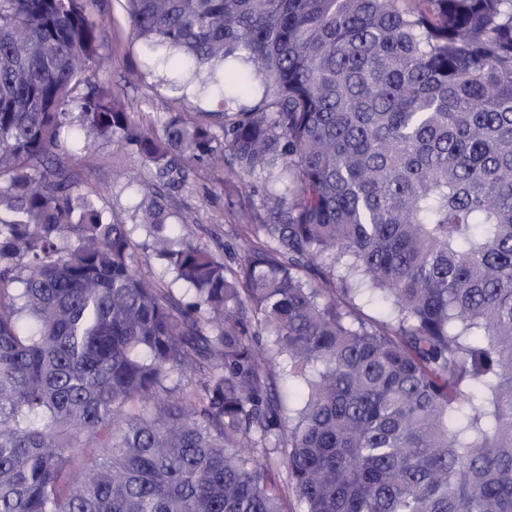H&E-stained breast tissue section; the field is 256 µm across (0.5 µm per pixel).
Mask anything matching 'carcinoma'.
I'll list each match as a JSON object with an SVG mask.
<instances>
[{
	"label": "carcinoma",
	"mask_w": 512,
	"mask_h": 512,
	"mask_svg": "<svg viewBox=\"0 0 512 512\" xmlns=\"http://www.w3.org/2000/svg\"><path fill=\"white\" fill-rule=\"evenodd\" d=\"M403 2L127 0L172 86L264 84L220 145L112 93L99 0H0V512H512V0ZM91 137L263 176L273 223L232 266L119 222L57 156Z\"/></svg>",
	"instance_id": "1"
}]
</instances>
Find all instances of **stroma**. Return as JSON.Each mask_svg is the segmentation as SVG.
Instances as JSON below:
<instances>
[{"label": "stroma", "instance_id": "35a3bbf8", "mask_svg": "<svg viewBox=\"0 0 512 512\" xmlns=\"http://www.w3.org/2000/svg\"><path fill=\"white\" fill-rule=\"evenodd\" d=\"M103 17L102 48L112 57V72L108 80L131 111L145 122L157 123L163 113L183 112L197 118L202 112L219 111L214 99H197L170 90L159 80L158 73L143 67V54L129 33V20L124 0H100ZM68 166L81 191L95 190L101 203L117 220L133 223L131 195L125 185L123 170L140 172L147 182H155L152 171L143 169L137 156L117 142H99L90 155L69 161ZM262 178L239 179L228 167L210 164L195 165L184 185L161 186L165 201L173 209L187 214L191 221L206 229L204 243L216 253L232 249L243 254L247 247L241 238L245 224H265L269 217L262 207Z\"/></svg>", "mask_w": 512, "mask_h": 512}]
</instances>
